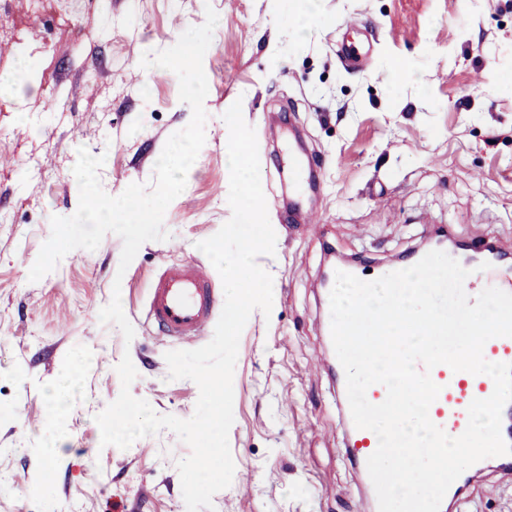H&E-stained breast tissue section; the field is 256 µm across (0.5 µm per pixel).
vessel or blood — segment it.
<instances>
[{"label":"vessel or blood","instance_id":"obj_1","mask_svg":"<svg viewBox=\"0 0 512 512\" xmlns=\"http://www.w3.org/2000/svg\"><path fill=\"white\" fill-rule=\"evenodd\" d=\"M487 286L512 293V268L491 262L478 275ZM217 300L210 288L206 269L193 262L165 268L149 295L148 316L160 336L194 339L210 325ZM486 360L512 364V337L489 340L483 349ZM430 377L440 386L438 398L429 408V417L448 435L456 437L467 426V408L473 399L489 397L494 383L489 376L452 371L447 365L435 366ZM379 440L373 431L352 429L351 445L359 464H366Z\"/></svg>","mask_w":512,"mask_h":512}]
</instances>
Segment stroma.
I'll return each mask as SVG.
<instances>
[{
	"label": "stroma",
	"mask_w": 512,
	"mask_h": 512,
	"mask_svg": "<svg viewBox=\"0 0 512 512\" xmlns=\"http://www.w3.org/2000/svg\"><path fill=\"white\" fill-rule=\"evenodd\" d=\"M218 23L203 68L206 140L168 206L164 241L120 269L122 240L76 249L28 280L50 218L75 213L78 148L104 157V191L151 184L167 139L190 121L170 70L144 53ZM368 61L342 63V44ZM241 102L256 131L274 255L271 314L254 311L239 340L229 444L231 485L215 512H375L348 449L344 392L328 369L319 283L329 253L375 270L426 238L512 252V0H0V512H186L168 430L128 449L102 445L95 417L130 386L161 415L192 417L188 379L164 355L209 343L165 340L147 318L168 264H208L198 242L227 222L224 113ZM121 289L135 330L125 341L99 312ZM73 395H53L74 365ZM51 455H40L50 432ZM446 512H512V472L475 467Z\"/></svg>",
	"instance_id": "obj_1"
}]
</instances>
